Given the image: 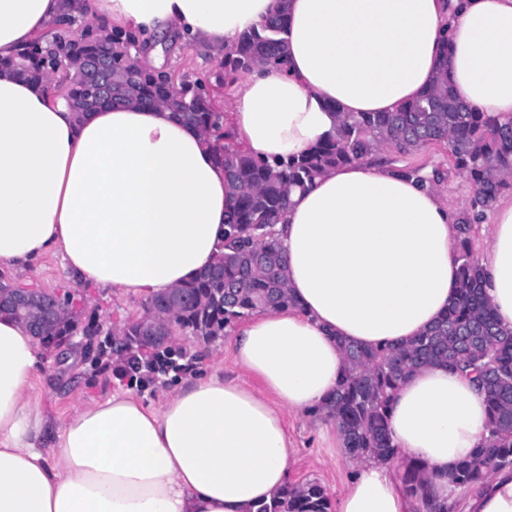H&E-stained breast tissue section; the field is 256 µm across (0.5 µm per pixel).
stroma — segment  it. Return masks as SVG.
I'll use <instances>...</instances> for the list:
<instances>
[{"label":"stroma","mask_w":512,"mask_h":512,"mask_svg":"<svg viewBox=\"0 0 512 512\" xmlns=\"http://www.w3.org/2000/svg\"><path fill=\"white\" fill-rule=\"evenodd\" d=\"M164 68L179 76L195 77L207 74L216 77L214 95L226 117L225 129H233L230 102L242 74L224 78L223 68L204 53L183 44L171 45L162 52ZM394 162L422 170H436L442 175L441 183L450 201L458 208H466L471 195L469 184L459 175L450 173L448 148L431 145L410 155L393 154ZM0 280L21 288H34L47 292L74 294V305L83 315L94 316L108 324L119 326L142 311L143 297L119 290L94 288L75 282L61 253L51 252L42 257L32 271L18 273L1 266ZM183 346L197 351L193 371L202 372L218 367L225 378L242 380L246 374L236 364L230 337H223L210 345L198 344L192 337H182ZM117 377L110 359H102L98 366L74 354L66 362H58L54 353H47L43 371L32 381L29 390L34 403L51 420L62 421L85 404L101 401L115 389ZM288 435L296 453L288 473L292 483L315 481L325 487L331 500H339L349 483L351 470L348 457L337 432H325L326 420L320 416L287 418Z\"/></svg>","instance_id":"35a3bbf8"}]
</instances>
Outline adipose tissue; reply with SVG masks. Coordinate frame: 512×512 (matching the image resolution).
Listing matches in <instances>:
<instances>
[{"label": "adipose tissue", "mask_w": 512, "mask_h": 512, "mask_svg": "<svg viewBox=\"0 0 512 512\" xmlns=\"http://www.w3.org/2000/svg\"><path fill=\"white\" fill-rule=\"evenodd\" d=\"M276 0H92L90 18L191 39L216 61ZM62 0H0V264L30 271L61 252L71 277L150 296L213 263L237 194L211 139L163 106L77 117L8 62L49 31ZM289 69L254 67L233 95L235 131L260 159L305 152L341 114L393 112L440 71L472 111L512 120V0H290ZM462 212L384 151L295 191L276 225L297 308L237 331V364L177 382L157 407L120 388L53 426L27 396L37 340L0 319V512H254L288 482L290 414H324L344 367L339 339L396 346L456 296ZM480 223L485 295L512 328V194ZM397 463L352 462L336 512H419L409 462L448 512H512V468L472 490L452 474L488 436L484 393L443 365L413 374L388 410Z\"/></svg>", "instance_id": "obj_1"}]
</instances>
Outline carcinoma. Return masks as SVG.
Listing matches in <instances>:
<instances>
[{
	"mask_svg": "<svg viewBox=\"0 0 512 512\" xmlns=\"http://www.w3.org/2000/svg\"><path fill=\"white\" fill-rule=\"evenodd\" d=\"M90 0H67L64 23L52 28L45 42L31 44L16 54L10 65L36 86L54 89L79 115L86 108L87 89L79 82L50 86L53 75L80 60L106 54L112 61V105L171 109L184 123L203 133H220L224 116L215 111L199 81L173 77L130 63L128 48L137 43L133 31L113 29L88 18ZM288 0H277L261 30L243 33L235 56L224 58V72H248L257 65L282 73L288 68L285 32ZM447 144L454 169L470 183L473 196L458 224L455 260L459 282L453 304L445 315L419 335L391 347H364L341 343L345 369L326 402L343 448L353 460L394 461L387 429V410L394 392L421 368L443 363L474 380L484 378L489 413V435L471 457L456 468L453 481L468 487L493 471L512 467V329L499 325L484 294V273L472 249L471 235L480 211L498 195L512 189V122H500L474 112L458 100L445 78L436 79L417 100L394 112H362L343 117L336 136L309 152L288 159L260 160L247 151L216 144V158L225 178L239 190L236 206L224 224V238L215 263L190 282L174 289L178 311L171 325L210 344L227 329L258 310H278L294 304L287 288L284 253L274 226L288 209L291 194L314 183L325 170L364 160L384 148L409 155L432 144ZM15 290L0 284V314L18 321L24 313L12 303ZM119 332L125 341L113 351L121 373L136 386L164 382L196 355L186 348L153 346L150 357L143 346L140 319L127 322ZM34 336L58 346L72 336H103L93 361L112 347V327L99 321L80 325L69 292L47 298ZM411 498L422 497V470L409 465L402 475ZM256 512H331L326 490L315 481L290 484Z\"/></svg>",
	"mask_w": 512,
	"mask_h": 512,
	"instance_id": "obj_1",
	"label": "carcinoma"
}]
</instances>
